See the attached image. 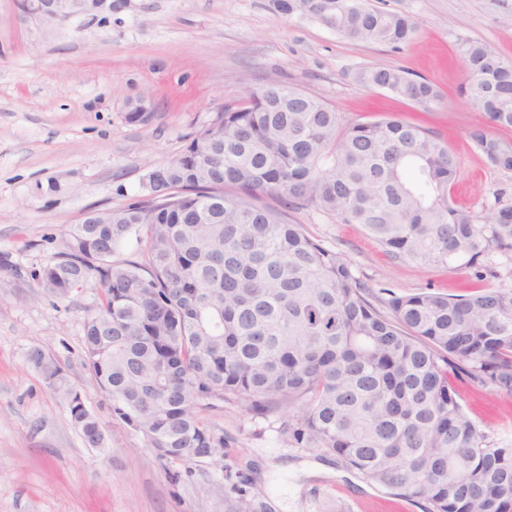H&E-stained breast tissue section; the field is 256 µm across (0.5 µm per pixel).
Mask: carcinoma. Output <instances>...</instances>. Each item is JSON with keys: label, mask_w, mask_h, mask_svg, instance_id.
I'll list each match as a JSON object with an SVG mask.
<instances>
[{"label": "carcinoma", "mask_w": 512, "mask_h": 512, "mask_svg": "<svg viewBox=\"0 0 512 512\" xmlns=\"http://www.w3.org/2000/svg\"><path fill=\"white\" fill-rule=\"evenodd\" d=\"M351 39L398 47L413 21L366 0H272ZM468 97L487 125L469 137L487 164L512 171V62L464 40ZM362 83L430 109L433 85L397 68ZM149 197L64 232L58 260L33 273L64 298L96 276L97 311L84 323V364L113 414L143 432L157 457L198 462L224 447L200 418L235 397L257 412L300 406L283 433L298 448L338 456L366 481L425 500L432 512H512V445L488 440L465 414L448 369L512 395V289L466 297L391 296L382 311L338 252L290 224L313 208L356 224L395 257L471 266L512 249V205L484 216L451 205L455 157L420 125L342 122L297 86L270 84L226 106L170 162ZM276 195L280 207L258 204ZM140 261H112L131 235ZM28 362L90 448L100 425L55 360Z\"/></svg>", "instance_id": "obj_1"}]
</instances>
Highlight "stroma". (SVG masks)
<instances>
[{
	"instance_id": "stroma-1",
	"label": "stroma",
	"mask_w": 512,
	"mask_h": 512,
	"mask_svg": "<svg viewBox=\"0 0 512 512\" xmlns=\"http://www.w3.org/2000/svg\"><path fill=\"white\" fill-rule=\"evenodd\" d=\"M417 26L400 48L346 38L318 21L274 11L271 0H126L106 18L58 28L23 19L0 0V512H432L425 501L370 484L321 450L292 446L287 406L253 412L236 398L201 411L224 436V460H157L142 432L112 412L84 364V323L102 294L88 279L68 297L43 294L32 271L52 264L64 231L88 212L146 199L149 168L179 155L224 105L268 84L295 85L349 123L398 118L421 124L456 157L452 201L484 214L512 203V171L489 168L469 137L485 121L462 88L463 40L512 60V0H369ZM404 69L432 83L431 111L359 79L367 68ZM149 123L128 122L136 100ZM292 224L336 250L374 294L465 297L512 289V250L445 268L392 257L355 224L315 210ZM42 349L80 391L104 434L86 447L69 414L28 363ZM457 398L489 440L512 444V396L458 372ZM183 475L171 483L172 472ZM243 475L231 489L225 473Z\"/></svg>"
}]
</instances>
